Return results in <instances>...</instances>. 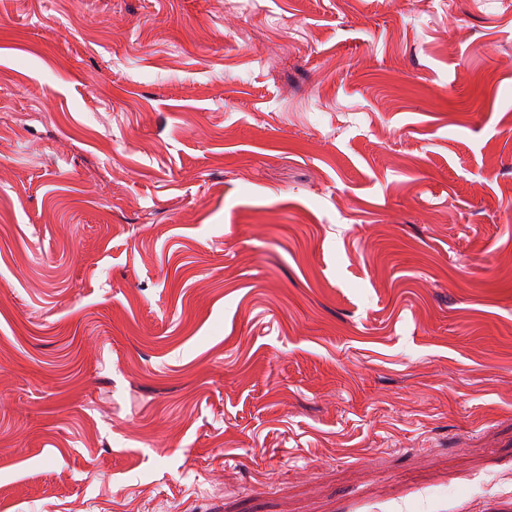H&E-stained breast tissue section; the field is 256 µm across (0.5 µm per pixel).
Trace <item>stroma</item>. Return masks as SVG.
<instances>
[{"instance_id":"obj_1","label":"stroma","mask_w":512,"mask_h":512,"mask_svg":"<svg viewBox=\"0 0 512 512\" xmlns=\"http://www.w3.org/2000/svg\"><path fill=\"white\" fill-rule=\"evenodd\" d=\"M0 512H512V0H0Z\"/></svg>"}]
</instances>
